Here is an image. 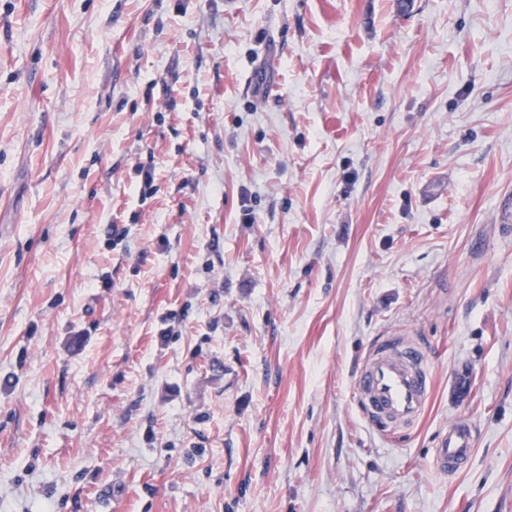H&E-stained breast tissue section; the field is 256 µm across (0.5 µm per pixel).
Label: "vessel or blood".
Returning <instances> with one entry per match:
<instances>
[{
  "mask_svg": "<svg viewBox=\"0 0 512 512\" xmlns=\"http://www.w3.org/2000/svg\"><path fill=\"white\" fill-rule=\"evenodd\" d=\"M434 369L426 348L408 336L380 337L354 381V398L363 417L380 435L413 426L430 402ZM475 428L457 418L440 430L433 453L436 472L456 476L475 455Z\"/></svg>",
  "mask_w": 512,
  "mask_h": 512,
  "instance_id": "obj_1",
  "label": "vessel or blood"
}]
</instances>
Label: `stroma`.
<instances>
[{
	"label": "stroma",
	"mask_w": 512,
	"mask_h": 512,
	"mask_svg": "<svg viewBox=\"0 0 512 512\" xmlns=\"http://www.w3.org/2000/svg\"><path fill=\"white\" fill-rule=\"evenodd\" d=\"M508 199L512 0H0V512H512ZM434 369L427 349L410 336L380 337L354 381L363 417L380 435L413 426L431 401ZM475 427L464 418H456L440 430L433 453L434 470L448 477L464 472L475 455Z\"/></svg>",
	"instance_id": "1"
}]
</instances>
